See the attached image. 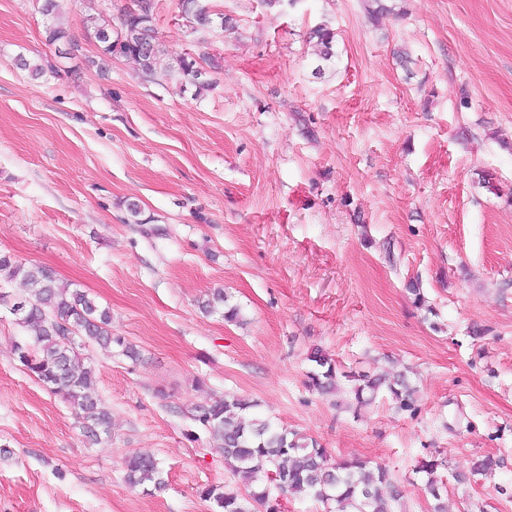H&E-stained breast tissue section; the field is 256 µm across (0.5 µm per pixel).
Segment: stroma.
<instances>
[{
	"mask_svg": "<svg viewBox=\"0 0 512 512\" xmlns=\"http://www.w3.org/2000/svg\"><path fill=\"white\" fill-rule=\"evenodd\" d=\"M57 2L0 0V253L109 308L141 358L82 349L112 415L90 442L18 364L0 308V512H211L200 490L235 480L193 414L225 394L332 461L386 466L394 512H431L412 483L430 452L446 512H512V0H379L375 21L366 0H202L198 30L155 0L168 58L209 62L201 91L103 58L96 25L120 29L132 0ZM57 22L77 58L48 44ZM217 288L240 321L202 309ZM316 347L345 371L409 370L417 414L309 391ZM136 451L163 491L126 485ZM487 455L493 477L456 484ZM335 33L326 25L316 26L309 33L310 42L314 41L315 55L324 61L333 57V42Z\"/></svg>",
	"mask_w": 512,
	"mask_h": 512,
	"instance_id": "1",
	"label": "stroma"
}]
</instances>
